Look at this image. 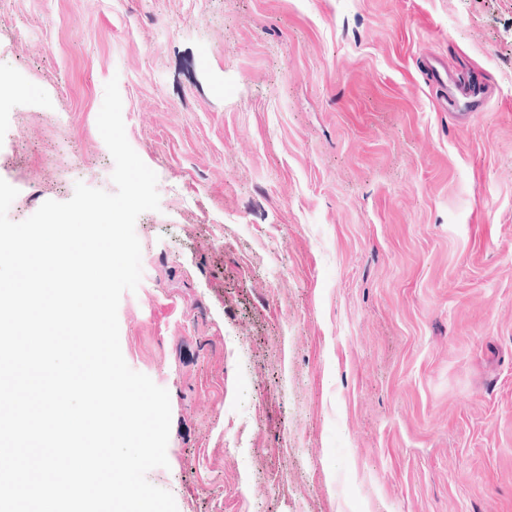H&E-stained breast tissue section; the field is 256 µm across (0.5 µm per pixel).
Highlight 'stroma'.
<instances>
[{"mask_svg": "<svg viewBox=\"0 0 512 512\" xmlns=\"http://www.w3.org/2000/svg\"><path fill=\"white\" fill-rule=\"evenodd\" d=\"M158 177L127 364L178 512H512V0H0L10 220ZM485 106L445 110L450 79Z\"/></svg>", "mask_w": 512, "mask_h": 512, "instance_id": "stroma-1", "label": "stroma"}]
</instances>
